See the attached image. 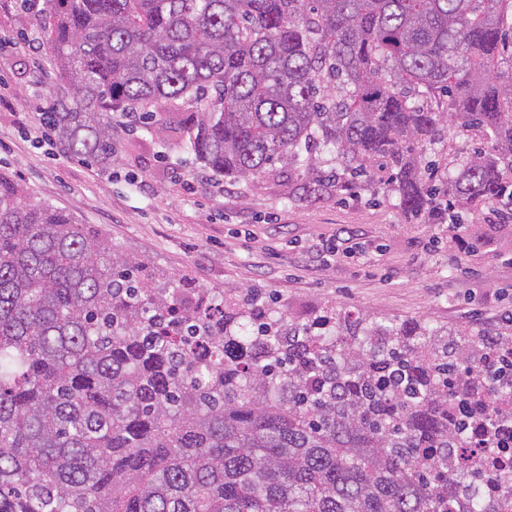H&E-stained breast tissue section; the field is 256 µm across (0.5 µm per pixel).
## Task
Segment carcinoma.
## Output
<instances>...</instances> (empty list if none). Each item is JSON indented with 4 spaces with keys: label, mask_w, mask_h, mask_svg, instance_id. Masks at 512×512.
<instances>
[{
    "label": "carcinoma",
    "mask_w": 512,
    "mask_h": 512,
    "mask_svg": "<svg viewBox=\"0 0 512 512\" xmlns=\"http://www.w3.org/2000/svg\"><path fill=\"white\" fill-rule=\"evenodd\" d=\"M46 119L112 163L111 114L235 183L282 165L342 190L512 206V0H42ZM443 95L451 111L422 100ZM454 126L488 143L445 166ZM147 262L0 171V512H500L474 424L512 430V336L359 312L306 322L258 289L191 307Z\"/></svg>",
    "instance_id": "obj_1"
}]
</instances>
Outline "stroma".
<instances>
[{
	"mask_svg": "<svg viewBox=\"0 0 512 512\" xmlns=\"http://www.w3.org/2000/svg\"><path fill=\"white\" fill-rule=\"evenodd\" d=\"M0 38V169L146 259L160 284L184 278L229 296L256 288L302 321L342 306L512 334L503 319L512 308V220L496 204L410 221L382 186L321 190L284 173L228 184L179 147L178 127L195 117L188 105L167 113L162 135L113 113L112 163L99 166L41 136L55 74L48 56L30 49L46 34L17 0H0Z\"/></svg>",
	"mask_w": 512,
	"mask_h": 512,
	"instance_id": "1",
	"label": "stroma"
}]
</instances>
